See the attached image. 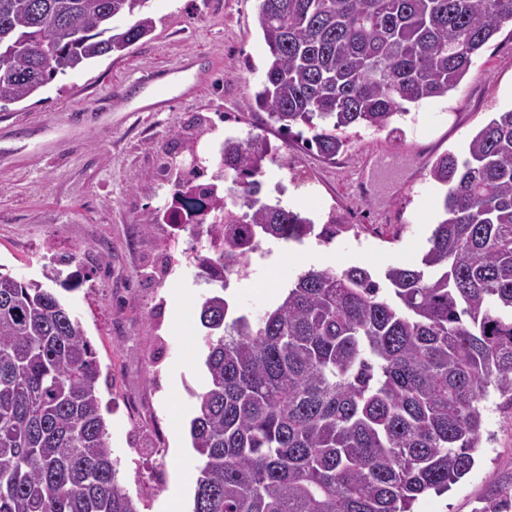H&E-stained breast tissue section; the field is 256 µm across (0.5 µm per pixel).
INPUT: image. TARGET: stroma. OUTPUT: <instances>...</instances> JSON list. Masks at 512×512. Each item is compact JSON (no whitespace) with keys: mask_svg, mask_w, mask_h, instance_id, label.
Wrapping results in <instances>:
<instances>
[{"mask_svg":"<svg viewBox=\"0 0 512 512\" xmlns=\"http://www.w3.org/2000/svg\"><path fill=\"white\" fill-rule=\"evenodd\" d=\"M258 0H152L156 25L121 54L60 76L0 110V270L21 281L46 268L68 279L61 297L96 351L99 397L120 474L158 512L178 487L194 493L200 457L189 425L207 383L200 305L211 290L191 259L208 250L204 229L163 222L172 188L161 186L176 134L205 121L197 147L233 126L262 136L277 158L264 190L283 185L288 206L324 223L329 214L357 227L330 244L315 238L280 244L255 260L232 294L254 316L274 305L272 291L305 269L358 265L383 279L388 268L419 260L437 217L438 187L428 172L447 153L464 154L492 112L512 106V27L482 51L459 86L401 121L400 135L360 128L329 161L307 144L306 127L279 131L265 111L247 110L266 46ZM187 51L212 60L207 84L162 112H123L111 129L93 108L115 84L169 66ZM161 220L143 231L147 213ZM483 444L471 472L447 493H428L414 512H473L491 476L512 470V408L497 393L482 401Z\"/></svg>","mask_w":512,"mask_h":512,"instance_id":"stroma-1","label":"stroma"}]
</instances>
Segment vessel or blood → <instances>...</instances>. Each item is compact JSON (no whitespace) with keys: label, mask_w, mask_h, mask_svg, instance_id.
<instances>
[{"label":"vessel or blood","mask_w":512,"mask_h":512,"mask_svg":"<svg viewBox=\"0 0 512 512\" xmlns=\"http://www.w3.org/2000/svg\"><path fill=\"white\" fill-rule=\"evenodd\" d=\"M208 77V70L199 66L196 56L189 54L176 67L134 79V87L143 91L139 109L159 112L168 108L173 99H189L206 84Z\"/></svg>","instance_id":"1"}]
</instances>
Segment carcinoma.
<instances>
[{
    "mask_svg": "<svg viewBox=\"0 0 512 512\" xmlns=\"http://www.w3.org/2000/svg\"><path fill=\"white\" fill-rule=\"evenodd\" d=\"M257 21L268 54L247 107L307 127L331 160L350 130L399 133L454 90L512 25V0H259ZM154 26L150 0H0V110ZM268 162L259 135L225 142L216 178L234 207L215 197L190 224L206 226L197 268L214 284L193 512H412L472 470L489 390L512 408V108L431 167L439 220L419 263L385 272L389 295L365 267H311L260 318L230 319L224 270L259 241L354 228L266 202ZM99 377L57 293L0 272V512H138ZM474 512H512V470Z\"/></svg>",
    "mask_w": 512,
    "mask_h": 512,
    "instance_id": "obj_1",
    "label": "carcinoma"
}]
</instances>
